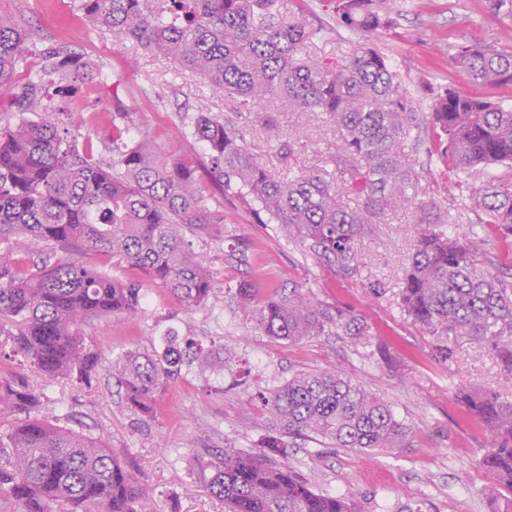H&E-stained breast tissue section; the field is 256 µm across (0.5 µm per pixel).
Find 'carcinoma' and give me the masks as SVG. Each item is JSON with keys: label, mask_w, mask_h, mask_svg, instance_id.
Listing matches in <instances>:
<instances>
[{"label": "carcinoma", "mask_w": 512, "mask_h": 512, "mask_svg": "<svg viewBox=\"0 0 512 512\" xmlns=\"http://www.w3.org/2000/svg\"><path fill=\"white\" fill-rule=\"evenodd\" d=\"M336 22L365 35L393 25L390 0H327ZM82 18L123 39L159 52L246 112L317 111L340 131L332 163L358 197L340 204L332 181L309 171L281 177L260 163L245 138L209 112L194 119L193 137L207 152L203 170L214 193L277 224L315 258L347 271L357 262L353 244L377 224L391 199L420 211L416 248L403 277L402 304L418 323L441 336L443 361L453 352L443 337L463 331L497 342L512 372V284L481 269L475 244L438 226L452 220L416 203L418 177L404 151L411 131L431 127L435 153L448 167L468 172L480 165L512 168V106L488 96L448 89L420 112L389 60L372 46L349 61H304L302 47L324 32L311 28L304 9L284 12L280 0H79ZM27 34L0 18V82L27 50ZM456 64L479 86L512 88V49L463 45ZM92 75L81 55H53L19 96L20 112L63 111L42 93L48 85L70 98ZM112 161L80 146L69 129L45 118L0 129V328L13 338L12 353L50 383L66 379L91 387L107 371L101 353L85 347L82 326L94 317H126L143 308L145 293L132 276L112 277L103 267L115 257L143 271L188 309L216 297L202 256L186 240L224 223L203 194L198 170L168 159L147 134L112 138ZM477 202L487 233L512 248V187L454 184ZM91 255L99 265L83 257ZM239 300L253 307L266 335L289 341L309 336H362L351 310L323 304L296 288H276L261 299L248 283ZM230 360L221 349L164 338L159 357L125 356L120 384L127 404L154 412L160 381L182 368L220 373ZM44 390L0 379V512H146L136 476L97 437L54 425L39 416ZM273 421L258 451L230 448L207 464L211 494L228 512H361L358 504L319 493L288 464L283 437L316 440L336 448H403L410 429L380 395L341 372L299 373L259 393ZM455 400L487 437L480 464L512 494V403L465 388Z\"/></svg>", "instance_id": "carcinoma-1"}]
</instances>
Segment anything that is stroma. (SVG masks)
Listing matches in <instances>:
<instances>
[{
  "label": "stroma",
  "mask_w": 512,
  "mask_h": 512,
  "mask_svg": "<svg viewBox=\"0 0 512 512\" xmlns=\"http://www.w3.org/2000/svg\"><path fill=\"white\" fill-rule=\"evenodd\" d=\"M78 0H0V16L11 18L28 35V52L11 79L0 86V128L23 115L14 100L29 75L49 53L65 49L93 65V80L81 83L76 111L61 120L78 141H91L99 157H112V129L148 133L169 156L203 165V148L190 133L199 111L220 117L246 139L257 160L277 175L310 170L336 183L341 201L355 199L329 158L339 142L335 127L321 112L276 113V133L265 128L260 113L241 112L216 95L195 74L178 69L160 54L121 39L107 27L82 20ZM308 22L325 29L307 43V60L347 61L363 43L381 51L415 100L427 111L429 88L448 86L477 92L455 63L463 44L512 47V18L490 10L488 0H393L392 28L371 36H351L339 28L323 0H309ZM111 74L117 93L101 92L96 80ZM127 105L124 119L113 120L112 99ZM293 145L290 157L282 148ZM432 135L413 131L405 153L422 188L421 201L440 212L458 215L460 233L478 230L475 263L498 264L501 279L512 282L503 264L504 246L480 233L485 213L468 196L444 190L458 175L432 156ZM223 209L224 221L194 238L219 290L217 300L186 309L166 288L140 275L150 303L136 316L102 317L84 327L86 342L119 367L130 351L162 347L168 332L191 336L203 346L221 348L237 359L219 375L183 373L160 384L156 412L147 417L129 408L116 377L105 376L89 388L59 381L48 391L41 414L64 427L87 429L120 452L145 490L150 512H224L212 497L202 467L227 448L255 451L268 434L269 416L258 394L284 384L300 372L338 370L380 394L413 432L409 447L368 455L347 448H327L318 441L294 440L288 461L315 490L357 500L363 512L387 506L389 512H512V501L499 492L479 461L486 441L454 399L469 383L512 401V376L504 372L491 341L465 334L449 337L453 356L441 362L436 336L413 321L400 302L402 278L415 250L417 210L393 200L381 223L370 225L354 242L353 270L334 272L307 256L299 243L276 225L254 223L252 216L210 199ZM248 256L241 265L228 258L231 248ZM250 282L257 297L270 288L296 287L331 305L353 310L366 325L357 339L312 336L288 342L256 328L251 306L235 296L240 282Z\"/></svg>",
  "instance_id": "1"
}]
</instances>
